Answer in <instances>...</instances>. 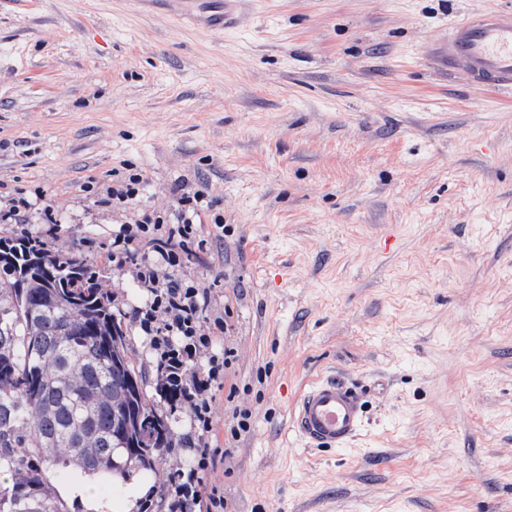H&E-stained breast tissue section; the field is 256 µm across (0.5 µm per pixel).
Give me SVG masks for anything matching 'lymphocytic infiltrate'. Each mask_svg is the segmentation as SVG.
Here are the masks:
<instances>
[{
	"mask_svg": "<svg viewBox=\"0 0 512 512\" xmlns=\"http://www.w3.org/2000/svg\"><path fill=\"white\" fill-rule=\"evenodd\" d=\"M205 187L177 197L175 213L142 212L133 222L122 225L112 242V256L129 266L147 297L136 308L133 320L149 337L156 354L157 384L174 389L177 400L193 412V426L203 445L196 450V463L188 471L159 485L171 512H224V497L209 475L216 466V454L205 440L212 427V391L224 382V370L231 363L233 349L210 354L213 336L223 329V319L206 323L202 312L207 304L205 286L189 283L175 274L189 246L196 240L203 217L215 228L223 221L211 213ZM208 353L206 370H196L201 353Z\"/></svg>",
	"mask_w": 512,
	"mask_h": 512,
	"instance_id": "obj_1",
	"label": "lymphocytic infiltrate"
}]
</instances>
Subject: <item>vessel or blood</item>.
<instances>
[{
  "instance_id": "1",
  "label": "vessel or blood",
  "mask_w": 512,
  "mask_h": 512,
  "mask_svg": "<svg viewBox=\"0 0 512 512\" xmlns=\"http://www.w3.org/2000/svg\"><path fill=\"white\" fill-rule=\"evenodd\" d=\"M238 0H222L219 8L205 0H181L184 16L204 28L220 32L237 16ZM430 53L438 68L462 75L494 90L512 88V13H477L451 23ZM365 407L356 387L319 379L304 388L291 412V428L298 438L323 448H344L358 437Z\"/></svg>"
}]
</instances>
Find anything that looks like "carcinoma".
I'll return each mask as SVG.
<instances>
[{
	"label": "carcinoma",
	"mask_w": 512,
	"mask_h": 512,
	"mask_svg": "<svg viewBox=\"0 0 512 512\" xmlns=\"http://www.w3.org/2000/svg\"><path fill=\"white\" fill-rule=\"evenodd\" d=\"M0 262V512H68L48 470L105 482L153 472L180 438L135 371L82 256L26 239Z\"/></svg>",
	"instance_id": "obj_1"
}]
</instances>
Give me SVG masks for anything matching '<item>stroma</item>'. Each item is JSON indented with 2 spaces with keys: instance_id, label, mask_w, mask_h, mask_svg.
Instances as JSON below:
<instances>
[{
  "instance_id": "obj_1",
  "label": "stroma",
  "mask_w": 512,
  "mask_h": 512,
  "mask_svg": "<svg viewBox=\"0 0 512 512\" xmlns=\"http://www.w3.org/2000/svg\"><path fill=\"white\" fill-rule=\"evenodd\" d=\"M221 33L178 4L0 0V183L61 219L124 325L145 291L111 259L124 219L84 192L134 166L141 208L206 186L181 277L236 357L213 389L224 512H512V96L438 75L449 21L512 0H239ZM333 377L366 394L347 448L308 445L290 408ZM249 428L230 432L235 410ZM181 439L136 484L90 485L139 512Z\"/></svg>"
}]
</instances>
